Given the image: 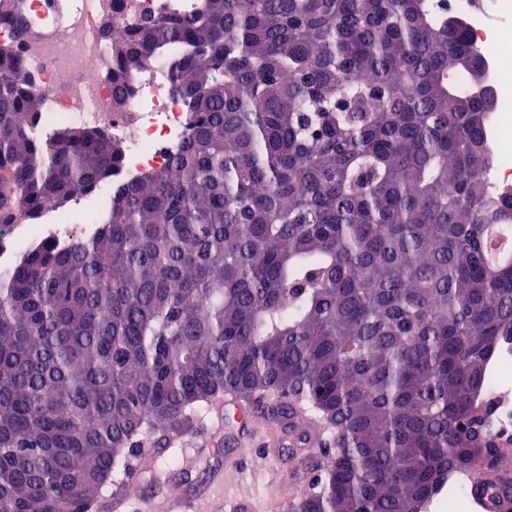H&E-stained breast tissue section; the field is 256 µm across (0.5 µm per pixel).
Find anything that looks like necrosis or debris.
Segmentation results:
<instances>
[{
	"label": "necrosis or debris",
	"mask_w": 512,
	"mask_h": 512,
	"mask_svg": "<svg viewBox=\"0 0 512 512\" xmlns=\"http://www.w3.org/2000/svg\"><path fill=\"white\" fill-rule=\"evenodd\" d=\"M198 0H23L30 36L21 46L34 84L43 92L37 127L48 133L58 127L95 128L119 142L124 164L116 179L130 182L169 165L185 139L190 115L174 97L165 59L149 61L137 74L134 93L125 109L112 103V63L115 45L102 20L111 16L123 28L145 16L189 14ZM467 27L471 46L485 65L498 108L492 116L495 156L488 171L491 186L512 187V0H437ZM111 185H99L93 195L73 201L69 210L46 202L37 218L20 216L0 227V277L14 259L40 239L71 241L84 223H104ZM488 395L492 428L512 440V382L491 379Z\"/></svg>",
	"instance_id": "obj_1"
}]
</instances>
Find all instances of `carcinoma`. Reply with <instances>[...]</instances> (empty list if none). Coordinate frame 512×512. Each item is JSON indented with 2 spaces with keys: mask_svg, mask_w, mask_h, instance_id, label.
<instances>
[{
  "mask_svg": "<svg viewBox=\"0 0 512 512\" xmlns=\"http://www.w3.org/2000/svg\"><path fill=\"white\" fill-rule=\"evenodd\" d=\"M113 103L163 55L190 129L103 224L0 278V512H95L145 430L225 394L333 433L289 512H421L504 449L493 357L512 340V229L462 23L431 0H199L109 29ZM0 46V226L112 181L104 132L36 135ZM486 260L494 265H504L512 260L511 233L507 234L496 225L487 231Z\"/></svg>",
  "mask_w": 512,
  "mask_h": 512,
  "instance_id": "1",
  "label": "carcinoma"
}]
</instances>
